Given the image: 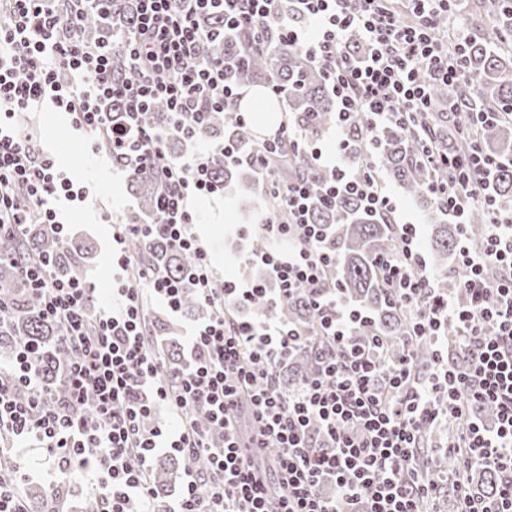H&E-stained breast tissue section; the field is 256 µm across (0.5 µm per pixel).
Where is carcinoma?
Wrapping results in <instances>:
<instances>
[{
  "label": "carcinoma",
  "mask_w": 512,
  "mask_h": 512,
  "mask_svg": "<svg viewBox=\"0 0 512 512\" xmlns=\"http://www.w3.org/2000/svg\"><path fill=\"white\" fill-rule=\"evenodd\" d=\"M490 19L485 23L479 36L469 39L464 48L465 69L478 78L477 94L463 108L465 112H482L493 108L498 112L512 109V0H490ZM137 20L136 0H113L112 14H89L82 29L88 40L103 42L112 40V35L133 29ZM201 25L207 31L218 35L217 41L205 42L200 46L201 54L211 56L222 54L236 62V77L243 85L259 83L268 91L269 111H278V104L288 107V121L301 129L311 141H317L323 131L336 122V99L330 92L327 81L319 69L311 63L306 53L289 49L275 41L270 33L266 44L248 57L238 59L244 46V39L235 34L221 35L223 17L215 12L201 18ZM113 76L121 80H134L137 71L127 58L112 56ZM146 120L159 129L167 126L171 115L162 102L154 103ZM435 133L436 144L446 145L441 128L451 123L444 113H435L425 118ZM414 124L386 123L375 127L369 138L351 133L349 139L355 143L351 152L352 171L362 173L367 151H372L376 165L385 171L401 193L409 198L426 194L428 174L414 164L418 143L413 133ZM485 154L498 163L493 172L496 195L502 202L512 201V129L504 122L482 127L478 132ZM197 141L225 142L238 152L256 153L263 143L257 141L249 125H240L222 112H216L205 125L180 136L166 145L168 154L177 155V149L189 148ZM213 186L219 190H230L237 194L242 205L248 206L256 197V186L251 172L224 164V157L216 155L210 162ZM276 172L284 175L282 182L292 181L308 173L305 157L299 155L280 160ZM128 186L137 200L136 212L129 220L138 222L154 215L155 193L158 182L154 174L145 169L128 180ZM436 229L432 251L433 260L440 276L448 273V259L453 256L457 228L445 222L440 210L433 214ZM312 220L327 226L325 245L336 254L337 274L347 298L371 321L358 324L354 330L358 339L376 332L389 341V356L401 354L406 319L403 313L388 300L380 285L374 260L387 255L396 247L395 238L381 219L353 198H339L336 203L317 202L312 210ZM129 252L144 264L161 267L168 274L185 279L191 270L190 255L169 246L159 234L128 239ZM93 250L86 244L68 239H57L46 234L40 224H29L13 237L0 239V308L6 309V316L0 320V361L10 362L19 346L29 343L39 348L42 359L41 383L49 389L56 386L57 378L64 365V353L58 346L61 328L58 324L38 317V300L15 266L19 257L42 255L50 260L48 272L55 278H85ZM252 309L261 316L289 324L302 334L314 336L316 315L304 298L292 300L278 308L267 306L262 298L253 301ZM182 311L188 318H202L207 315L206 307L197 299L194 291L186 292ZM147 321L161 342L165 343V354L171 364L182 362L176 349L174 327L161 312H147ZM436 338L426 336L414 342L415 364L420 369L433 365L432 352ZM311 369V361L303 353L288 363V378L281 387L283 394L292 391L296 384ZM203 459L188 455H168L154 462L152 507L154 512H167L166 503L170 489L175 486L180 470L186 467L201 469ZM470 488L477 493L490 496L497 485V476L488 469L470 473ZM30 512H48L51 507L49 495L36 485L24 490Z\"/></svg>",
  "instance_id": "1"
}]
</instances>
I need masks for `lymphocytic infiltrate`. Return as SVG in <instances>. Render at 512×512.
Wrapping results in <instances>:
<instances>
[{"instance_id":"f902f5d3","label":"lymphocytic infiltrate","mask_w":512,"mask_h":512,"mask_svg":"<svg viewBox=\"0 0 512 512\" xmlns=\"http://www.w3.org/2000/svg\"><path fill=\"white\" fill-rule=\"evenodd\" d=\"M56 2L0 0V235L42 224L66 237L59 210L84 197L54 159L16 129L18 113L53 106L66 112L90 147L106 137L126 173L149 167L162 176L156 223L124 225L113 239L121 244L129 234L162 231L193 257V283L210 315L187 333V368L167 376L149 345L146 308L156 304L178 316L180 279L120 252L112 264V303L91 311L83 282L53 278L48 259H31L23 274L40 301L38 315L60 325L71 357L60 398L40 387L33 347H19L13 362L0 367V444L37 441L56 490L74 466L91 469L96 512H129L131 502L150 500L149 474L160 448L205 460L204 469L190 473L172 512H421L441 488L420 432L448 418L458 425L448 444L458 467L453 512H512V207H503L491 188L495 161L483 155L475 123L456 128L457 140L467 144L463 151L437 147L432 129L416 126V163L429 173L433 199L460 227L468 226L475 207L488 222L477 249L459 250L464 306L437 288L417 249L419 226L395 223L397 247L376 266L408 318L398 361L385 362L384 337L356 341L352 327L365 315L347 302L334 276L336 256L309 213L313 194L330 202L348 194L393 221L397 205L376 169L358 176L348 168L346 133L359 119L373 128L430 111V81L476 89L478 79L461 56H448L432 37L448 16V0H410L405 12L390 0H297L295 17L283 11V0H138L133 30L105 45L86 40L81 30L88 13L111 10L112 0H68L63 9ZM201 9L223 12L225 30L248 33L254 47H263L272 29L284 44L304 50L336 99L340 133L328 164L321 148L286 123L259 154L243 157L219 145L225 161L252 168L276 200L260 221L275 247L241 256L261 266L263 277L228 280L220 288L211 287L207 254L191 230V196L213 191L209 158H174L165 150L168 138L204 125L212 113L249 120L238 109L242 86L224 58L198 54L206 37L196 20ZM353 34L366 46L362 56L346 50ZM117 52L133 63L137 80L113 81ZM112 100L124 107L123 123L112 122L104 109ZM157 100L171 113L164 131L144 119ZM284 146L303 154L316 178L278 183L269 157ZM490 268L496 279L486 278ZM301 294L317 315L322 346L314 372L285 396L276 368L304 342L298 331L247 309L258 297L276 305ZM450 325L463 362L451 364L439 346L433 367L419 374L412 338L441 336ZM484 404L497 411L495 429L473 415ZM161 405L180 419L179 428L154 422ZM259 463L274 471L276 482L253 481ZM477 464L497 474L493 496H474L465 485ZM204 479L210 498L203 504L196 489ZM26 480L11 458L0 456V512H28L21 492ZM326 484L334 488L328 496L321 492Z\"/></svg>"}]
</instances>
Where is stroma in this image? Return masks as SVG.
Masks as SVG:
<instances>
[{
	"label": "stroma",
	"instance_id": "obj_1",
	"mask_svg": "<svg viewBox=\"0 0 512 512\" xmlns=\"http://www.w3.org/2000/svg\"><path fill=\"white\" fill-rule=\"evenodd\" d=\"M17 125L37 149L55 157L64 174L85 187L84 200L65 213L68 236L93 246L94 261L86 282L95 290L96 304L107 303L112 286V225L124 223L136 206L127 178L113 167L108 155L91 151L68 130L64 113L23 112L17 116ZM193 208L197 215L193 232L208 253L213 285H222L228 277H259L258 267L240 261L241 251L250 247L249 239L241 238L240 232L258 222L261 205L242 208L232 193L224 191L195 198ZM228 212L233 215L229 224L224 221Z\"/></svg>",
	"mask_w": 512,
	"mask_h": 512
}]
</instances>
